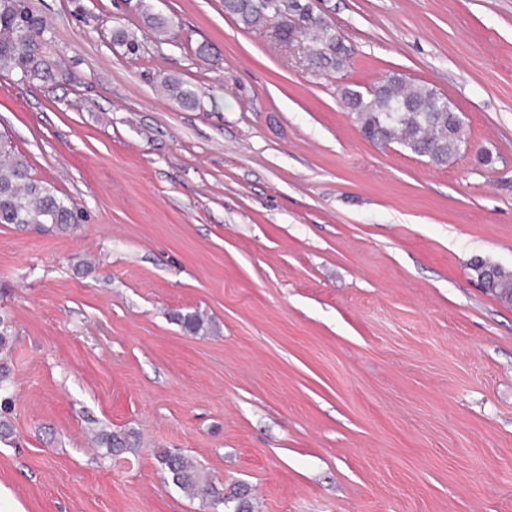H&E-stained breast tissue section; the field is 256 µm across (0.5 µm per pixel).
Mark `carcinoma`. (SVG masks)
<instances>
[{"mask_svg":"<svg viewBox=\"0 0 512 512\" xmlns=\"http://www.w3.org/2000/svg\"><path fill=\"white\" fill-rule=\"evenodd\" d=\"M224 11L247 28L278 23L282 41L307 40L314 65L340 70L349 60L350 49L338 39L332 24L314 12L310 0H224ZM45 21L34 13L29 0H0V72L19 75L28 83L54 79L58 62L51 55ZM163 87L181 104H191L195 94L177 80L166 79ZM345 108L356 115L363 136L382 145L398 144L412 154L442 165L454 158L464 142L465 126L447 97L425 84H413L399 73H391L362 93L345 89ZM83 221V211L68 197L55 193L48 182L34 178L25 156L0 137V224H13L35 232L73 231ZM472 269L484 288L502 301L512 303V271L477 259ZM171 319L191 335L205 333L209 323L198 312L174 313ZM15 334L10 321L0 316V441L14 432L11 416L13 370L11 354ZM135 436L125 430L95 431L93 442L109 456L132 448ZM165 479L206 508L230 512H254L246 487L224 495L219 485L191 457L178 449L156 452Z\"/></svg>","mask_w":512,"mask_h":512,"instance_id":"1","label":"carcinoma"}]
</instances>
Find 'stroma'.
Instances as JSON below:
<instances>
[{
	"mask_svg": "<svg viewBox=\"0 0 512 512\" xmlns=\"http://www.w3.org/2000/svg\"><path fill=\"white\" fill-rule=\"evenodd\" d=\"M311 2L352 50L340 71L223 0H30L62 66L0 73V135L87 220L0 224V512H204L160 448L257 512H512V304L471 267L512 271V0ZM392 72L462 113L447 165L344 108ZM92 426L139 444L103 457ZM170 318L180 325L182 330L187 334L199 335L201 332L205 333L209 329L207 320L196 311L173 313ZM14 344L13 325L0 316V441L5 442L14 432L11 422L14 411V398L11 393L13 384L11 354Z\"/></svg>",
	"mask_w": 512,
	"mask_h": 512,
	"instance_id": "35a3bbf8",
	"label": "stroma"
}]
</instances>
